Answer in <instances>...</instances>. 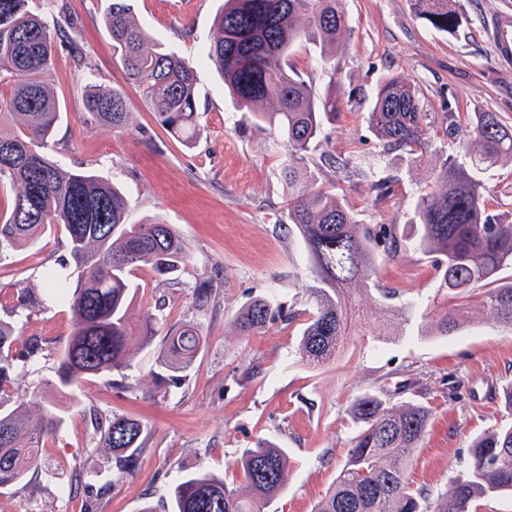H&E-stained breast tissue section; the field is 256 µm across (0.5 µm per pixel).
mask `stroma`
<instances>
[{"label": "stroma", "mask_w": 512, "mask_h": 512, "mask_svg": "<svg viewBox=\"0 0 512 512\" xmlns=\"http://www.w3.org/2000/svg\"><path fill=\"white\" fill-rule=\"evenodd\" d=\"M66 2L63 15L45 0L31 2L49 26H62L70 38L58 45L48 75L61 114L47 152L63 169L81 166L108 177L127 197L129 223L160 220L177 228L187 250L180 284L137 272L130 315L139 318L164 301L170 321H196L205 343L179 386L157 377L160 341L145 347L134 337L129 368L86 380L73 395H56L50 385L71 333L68 307L50 302L28 317H13L19 339L40 337L46 349L8 388L5 404L53 399L66 413L48 441L46 467L27 486L0 489V512H141L148 504L163 512L171 486L198 470L239 490L243 483L233 462L261 436L287 448L290 458L286 488L267 512H312L346 460L353 436L348 407L374 386L394 404L431 407V426L407 473L414 486L446 489L465 472L471 440L512 417L502 398L512 382V332L475 308L451 335H418L423 315L445 305L435 296L434 256L408 248L414 202L431 180L432 165L384 149L369 110L377 83L400 75L420 91L437 150L458 151L444 134L451 113L465 119L493 112L512 126V66L497 60L488 36L492 16L512 0H455L462 24L450 34L433 29L414 0H344L348 32L336 48V66L351 102L326 125V139L312 145L303 167L311 184L333 189L360 223L395 225L402 250L397 259L380 262L379 293L366 300L362 317L353 318L338 360L321 368L297 354L301 322H278L259 334L241 333L232 323L254 297L306 309L303 287L312 273L303 244L288 232L283 149L269 128L254 124L251 112L233 105L204 55L224 0H131L139 25L197 72L203 133L189 148L156 124L113 57L103 24L106 0ZM73 41L83 47L86 67L75 66ZM100 82L129 99L132 133L88 120L82 98L88 85ZM359 155L390 179L386 200L376 201L368 181L332 165ZM488 187L489 214L512 224V163H499ZM67 255L65 239L52 231L8 252L0 260V302L12 305L22 287L44 294L42 269ZM201 283L208 284L211 298L199 310L194 288ZM369 320L387 325L384 339L366 335ZM410 377L418 385L403 389ZM450 380L452 394L445 387ZM89 408L147 423L132 474L115 479L111 453L88 431ZM75 472L90 476L96 496L71 492Z\"/></svg>", "instance_id": "obj_1"}]
</instances>
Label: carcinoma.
Instances as JSON below:
<instances>
[{
	"label": "carcinoma",
	"instance_id": "carcinoma-1",
	"mask_svg": "<svg viewBox=\"0 0 512 512\" xmlns=\"http://www.w3.org/2000/svg\"><path fill=\"white\" fill-rule=\"evenodd\" d=\"M437 30L456 31L460 14L449 0H415ZM104 25L113 54L127 78L149 102L157 123L173 138L192 144L200 136L196 73L173 51L156 44L135 22L129 0H110ZM348 29L343 0H224L215 18L207 54L233 104L247 108L256 122L273 128L281 142L283 173L288 177V222L297 229L310 257L312 283L305 288L310 308L301 312L266 298L246 301L235 314L242 333L265 331L280 320L305 317L298 343L300 359L312 367L335 361L343 347L348 314L361 288L375 285L377 256L390 258L400 246L390 224H361L336 194L322 186L298 184L301 164L310 145L323 132V118H334L348 106L330 54ZM29 0H0V119L18 126L0 130V180L14 198L0 217V257L8 249L28 245L47 231L63 234L68 257L61 270L42 271L46 297L19 289L11 313L47 301L67 305L72 331L57 367L52 388L69 390L90 376L120 371L127 359L132 278L147 269L174 279L187 258L186 245L174 225L160 220L126 223L127 201L103 176L80 167L62 169L46 152L60 117L58 99L47 76L54 63L56 38ZM319 46L330 73L324 92L314 94L299 75L288 72V56L298 42ZM274 105L271 112L258 105ZM83 108L97 124L115 132L130 131V104L119 91L100 84L89 87ZM372 131L383 147L401 151L415 162L431 150L423 127L420 96L401 76L383 79L376 87L369 113ZM445 134L458 140L469 159L465 166L452 156L433 169L434 189L416 205L418 250L437 256L436 295L457 304H475L488 319L512 330V282L491 287L497 274L512 265V224L486 214L487 189L482 173L504 159L512 160V127L496 113L480 112L461 123L451 120ZM344 167L371 181L375 201L389 196L388 179L371 166L350 158ZM144 313L143 345L155 339L162 317ZM460 327L446 310L420 336H448ZM14 326L0 320V392L15 382L19 363L41 355L44 342L30 337L14 348ZM163 382L178 385L204 344L199 325L176 322L162 338ZM349 414L356 426L346 461L314 512H479L494 496L512 497V424L495 427L470 447L467 471L441 492L414 488L406 476L412 452L424 440L432 418L421 402L394 405L369 389L354 399ZM92 439L112 452L116 477L133 471L140 457L144 424L125 415L86 413ZM63 413L52 402H27L0 409V488L23 482L41 469L47 440L62 425ZM245 492L228 487L209 473L184 476L169 493L167 512H264L286 482L288 449L258 438L234 461Z\"/></svg>",
	"mask_w": 512,
	"mask_h": 512
}]
</instances>
